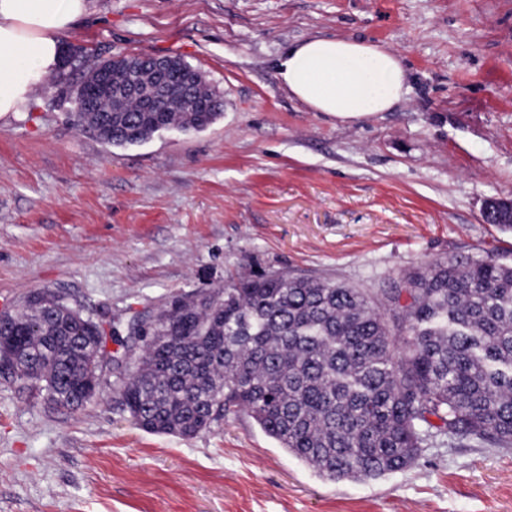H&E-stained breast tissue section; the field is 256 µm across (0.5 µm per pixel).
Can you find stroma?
I'll use <instances>...</instances> for the list:
<instances>
[{"label": "stroma", "instance_id": "1", "mask_svg": "<svg viewBox=\"0 0 512 512\" xmlns=\"http://www.w3.org/2000/svg\"><path fill=\"white\" fill-rule=\"evenodd\" d=\"M316 34L386 47L409 91L340 122L277 77ZM65 46L177 56L224 101L203 130L123 147L36 92L0 116V312L39 290L126 330L174 295L294 271L371 292L437 259L512 260V0H88ZM0 512H512V448L424 449L326 481L246 412L137 428L104 379L84 409L0 376Z\"/></svg>", "mask_w": 512, "mask_h": 512}]
</instances>
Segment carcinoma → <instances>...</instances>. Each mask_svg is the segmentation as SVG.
I'll return each instance as SVG.
<instances>
[{"mask_svg":"<svg viewBox=\"0 0 512 512\" xmlns=\"http://www.w3.org/2000/svg\"><path fill=\"white\" fill-rule=\"evenodd\" d=\"M97 59L72 90L58 68L51 87L73 99L76 125L113 146L221 115L205 82L157 112H111L91 86ZM343 281L265 272L175 295L153 319L128 325L139 352L106 350L103 321L45 291L0 315V349L21 337L19 363L56 406L90 403L79 385L114 376L133 423L193 437L245 411L288 454L339 481L400 472L446 437L459 446L512 448V263L464 256L403 273L386 294Z\"/></svg>","mask_w":512,"mask_h":512,"instance_id":"1","label":"carcinoma"}]
</instances>
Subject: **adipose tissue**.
Listing matches in <instances>:
<instances>
[{
    "instance_id": "1",
    "label": "adipose tissue",
    "mask_w": 512,
    "mask_h": 512,
    "mask_svg": "<svg viewBox=\"0 0 512 512\" xmlns=\"http://www.w3.org/2000/svg\"><path fill=\"white\" fill-rule=\"evenodd\" d=\"M86 0H0V115L27 105L61 60L62 36ZM278 76L313 112L349 122L392 111L408 92L405 68L377 44L318 35L294 43Z\"/></svg>"
}]
</instances>
